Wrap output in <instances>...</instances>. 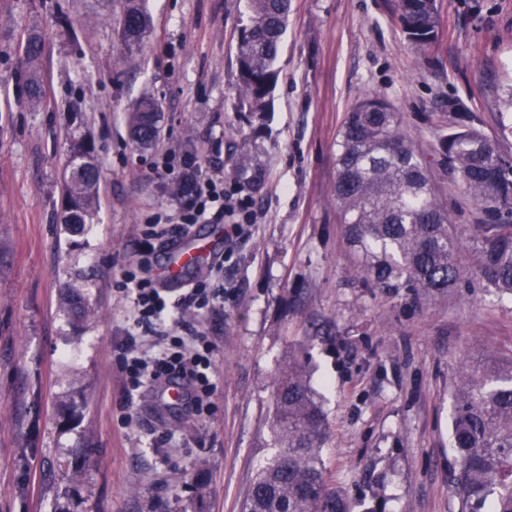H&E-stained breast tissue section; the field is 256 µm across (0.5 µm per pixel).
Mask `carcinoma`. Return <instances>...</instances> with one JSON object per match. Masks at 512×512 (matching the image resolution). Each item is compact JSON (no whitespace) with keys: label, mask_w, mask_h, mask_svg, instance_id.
I'll return each instance as SVG.
<instances>
[{"label":"carcinoma","mask_w":512,"mask_h":512,"mask_svg":"<svg viewBox=\"0 0 512 512\" xmlns=\"http://www.w3.org/2000/svg\"><path fill=\"white\" fill-rule=\"evenodd\" d=\"M249 24L237 45L238 91L249 111H268L278 78L281 37L291 0H248ZM395 18L409 40L431 44L437 35V0H396ZM150 27L143 0H126L121 32L126 46L140 47ZM32 69L28 98L45 101L36 65L44 42L30 32L19 43ZM157 101L140 100L127 124L132 140L149 145L159 135ZM333 197L350 249L364 278L385 293L418 299L462 295L487 288L512 295V162L468 117L456 113L442 136L440 154L450 188L460 190L474 222L450 223L436 198L427 163L400 129L399 113L384 98L367 95L339 130ZM62 223H92L98 208V169L90 142H71ZM242 180L260 178L252 150L242 146L234 169ZM471 266L465 268L460 253ZM452 397L450 445L459 462L453 487L461 512H512V356L469 359L458 372ZM272 452L248 488L242 512H350L339 491L327 486L320 448L328 436L322 405L305 366L288 360L275 383L270 421Z\"/></svg>","instance_id":"1"}]
</instances>
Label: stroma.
<instances>
[{"instance_id": "stroma-1", "label": "stroma", "mask_w": 512, "mask_h": 512, "mask_svg": "<svg viewBox=\"0 0 512 512\" xmlns=\"http://www.w3.org/2000/svg\"><path fill=\"white\" fill-rule=\"evenodd\" d=\"M395 0H292L272 108L238 92L246 0H145L141 51L121 44L124 0H0V512H241L271 452L278 371L296 358L329 422L324 477L352 512H459L449 444L452 384L464 358L512 354V296L477 289L415 300L368 287L333 200L338 131L366 94L397 110L429 163L452 223L472 221L448 189L439 138L467 112L512 160V0H438V37L421 48ZM37 31L47 102L33 108L18 51ZM161 106L160 135L133 144L127 114ZM100 171L95 223L60 222L72 138ZM252 147L261 184L236 179ZM198 155L254 215L189 280L224 303L201 319L217 391L209 414L167 404L163 387L124 395L117 343L132 303L144 224L178 221L170 150ZM77 292L94 309L74 320Z\"/></svg>"}]
</instances>
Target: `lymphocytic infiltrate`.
I'll return each mask as SVG.
<instances>
[{
  "instance_id": "1",
  "label": "lymphocytic infiltrate",
  "mask_w": 512,
  "mask_h": 512,
  "mask_svg": "<svg viewBox=\"0 0 512 512\" xmlns=\"http://www.w3.org/2000/svg\"><path fill=\"white\" fill-rule=\"evenodd\" d=\"M163 171L180 188L182 221L145 233L139 243L144 254L179 240L186 225L206 221L210 211H233L225 202L223 184L206 177L197 156H167ZM119 287L131 298L133 323L142 329L141 334H127L118 344L122 368L128 377L127 391L137 390L148 382L179 379L193 391L196 412L207 410L208 401L217 390L210 358L215 343L200 323L182 321L178 326H170L169 312L174 309L198 313L223 303V289L197 284L183 289L178 299L173 300L145 266L139 272L123 274Z\"/></svg>"
}]
</instances>
